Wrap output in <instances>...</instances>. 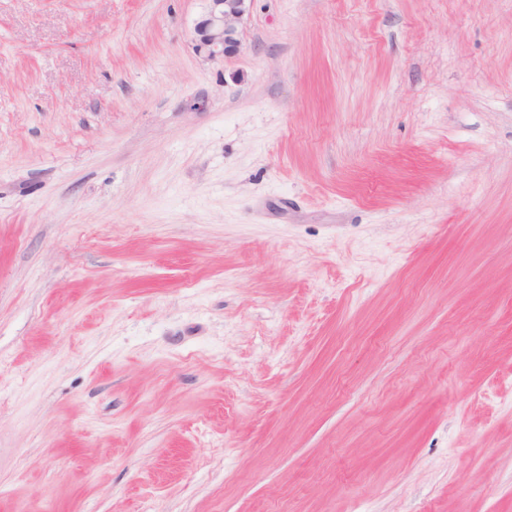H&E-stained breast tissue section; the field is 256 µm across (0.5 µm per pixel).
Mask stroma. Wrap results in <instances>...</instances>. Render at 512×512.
Returning a JSON list of instances; mask_svg holds the SVG:
<instances>
[{
  "label": "stroma",
  "mask_w": 512,
  "mask_h": 512,
  "mask_svg": "<svg viewBox=\"0 0 512 512\" xmlns=\"http://www.w3.org/2000/svg\"><path fill=\"white\" fill-rule=\"evenodd\" d=\"M0 0V512H512V0ZM206 10L194 26L193 41L209 60L224 59L240 48L239 26L252 0H205Z\"/></svg>",
  "instance_id": "35a3bbf8"
}]
</instances>
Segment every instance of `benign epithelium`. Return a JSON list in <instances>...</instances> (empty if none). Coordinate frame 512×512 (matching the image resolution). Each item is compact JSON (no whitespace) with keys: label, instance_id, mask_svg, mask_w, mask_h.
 Instances as JSON below:
<instances>
[{"label":"benign epithelium","instance_id":"obj_1","mask_svg":"<svg viewBox=\"0 0 512 512\" xmlns=\"http://www.w3.org/2000/svg\"><path fill=\"white\" fill-rule=\"evenodd\" d=\"M206 2V10L194 26L196 50L209 60L236 54L240 48L239 26L249 14L252 0Z\"/></svg>","mask_w":512,"mask_h":512}]
</instances>
